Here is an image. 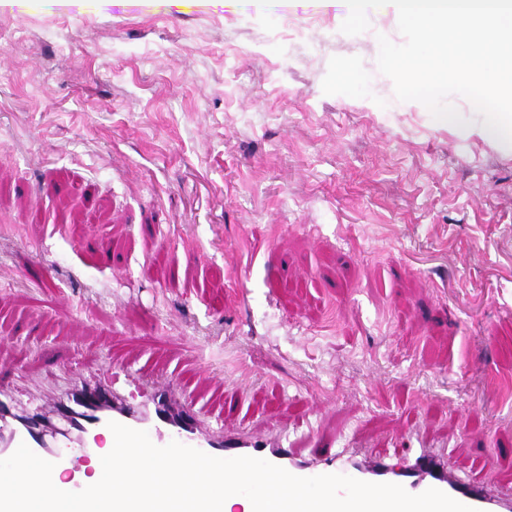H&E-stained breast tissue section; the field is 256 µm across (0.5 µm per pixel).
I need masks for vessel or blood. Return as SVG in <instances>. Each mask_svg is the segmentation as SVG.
Returning a JSON list of instances; mask_svg holds the SVG:
<instances>
[{
    "instance_id": "vessel-or-blood-1",
    "label": "vessel or blood",
    "mask_w": 512,
    "mask_h": 512,
    "mask_svg": "<svg viewBox=\"0 0 512 512\" xmlns=\"http://www.w3.org/2000/svg\"><path fill=\"white\" fill-rule=\"evenodd\" d=\"M174 392L171 380L155 382L150 409L127 403L110 383L74 385L66 400L56 404L57 413L78 431L67 447H49L42 428L20 422L10 404L0 401V459L11 456L19 444H27L37 455L54 464L59 489L78 491L82 481L75 474L80 463L100 460L102 439L111 437L109 422L147 431L158 446L176 440L218 458L249 456L262 458L299 477L341 474L372 483L402 485L419 494L436 488L475 512H499L502 500L474 480L456 476L435 452L404 439L403 452L393 461H368L355 450L340 449L323 438H314L309 456H299L287 436L248 431L225 432L218 424L207 423L200 410L190 405L171 409Z\"/></svg>"
}]
</instances>
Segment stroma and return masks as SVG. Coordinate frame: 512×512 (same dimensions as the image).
<instances>
[{"label": "stroma", "mask_w": 512, "mask_h": 512, "mask_svg": "<svg viewBox=\"0 0 512 512\" xmlns=\"http://www.w3.org/2000/svg\"><path fill=\"white\" fill-rule=\"evenodd\" d=\"M0 0V386L170 377L227 431L413 433L512 489V145L401 102L395 13ZM494 453L496 462L483 459Z\"/></svg>", "instance_id": "obj_1"}]
</instances>
